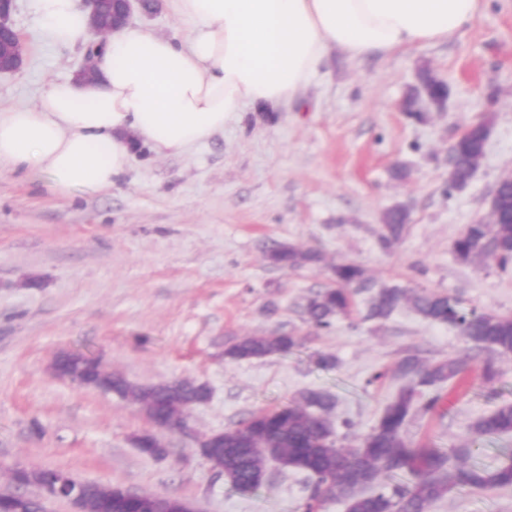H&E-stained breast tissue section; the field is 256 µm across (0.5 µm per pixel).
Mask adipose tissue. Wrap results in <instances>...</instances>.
Masks as SVG:
<instances>
[{"mask_svg": "<svg viewBox=\"0 0 512 512\" xmlns=\"http://www.w3.org/2000/svg\"><path fill=\"white\" fill-rule=\"evenodd\" d=\"M51 40L86 37L78 0H33ZM188 40L130 25L110 38L101 78L50 81L37 104L0 113V162L47 174L54 188L105 190L132 141L181 154L223 132L247 105L294 100L330 50L350 59L442 42L480 0H172Z\"/></svg>", "mask_w": 512, "mask_h": 512, "instance_id": "obj_1", "label": "adipose tissue"}]
</instances>
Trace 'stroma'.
I'll return each mask as SVG.
<instances>
[{"label":"stroma","mask_w":512,"mask_h":512,"mask_svg":"<svg viewBox=\"0 0 512 512\" xmlns=\"http://www.w3.org/2000/svg\"><path fill=\"white\" fill-rule=\"evenodd\" d=\"M12 23L27 53L17 71L0 75V113L35 105L47 81L73 75L85 52L53 44L33 0H16ZM426 70L447 82L448 101L414 118L404 101ZM484 116L492 132L481 163L465 187L449 188L448 147ZM398 167L405 177H395ZM510 174L512 0H481L476 19L445 42L360 61L330 51L281 111L246 106L187 153L139 149L106 190L61 192L46 174L1 162L0 483L16 466L59 468L184 498L200 512H299V475L276 472L255 492L233 491L198 438L317 389L335 396L334 420L353 421L346 442L354 444L399 388L373 375L407 354L497 366L494 385L446 390L437 411L405 428L413 443L459 446L478 416L512 402V355L475 347L406 302L387 319H368L371 289L356 291L351 315L327 330L311 327L302 306L332 287L331 266L355 263L372 286L442 292L512 315V270L452 253ZM396 205L409 222L385 249L379 235ZM274 244L321 261L279 267L265 253ZM271 332L298 344L252 360L224 354L236 339ZM64 351L98 358L138 386H206L208 400L189 412L194 435H165L166 458L143 454L132 437L150 429L145 415L117 394L54 376ZM320 353L335 366L317 365ZM429 512H512V489L452 494Z\"/></svg>","instance_id":"stroma-1"}]
</instances>
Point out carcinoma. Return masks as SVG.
Masks as SVG:
<instances>
[{
	"instance_id": "1",
	"label": "carcinoma",
	"mask_w": 512,
	"mask_h": 512,
	"mask_svg": "<svg viewBox=\"0 0 512 512\" xmlns=\"http://www.w3.org/2000/svg\"><path fill=\"white\" fill-rule=\"evenodd\" d=\"M490 125L484 117L467 127L451 147L448 181L466 185L483 157L481 132ZM408 213L392 207L385 215L379 241L387 249L407 229ZM452 251L462 263L479 257L494 259L506 272L512 269V182L498 184L494 222L468 224L454 240ZM269 259L295 269L320 261L317 254L290 245L268 250ZM336 287L309 298L304 305L307 322L316 329L329 328L333 320L351 314L352 291L364 285L363 270L355 264L331 268ZM411 303L423 318L455 327L468 342L512 354V316L468 307L447 294L414 291L399 286H380L368 310L370 319H386L402 301ZM297 346L295 336L271 332L246 336L232 343L225 355L236 360L288 353ZM468 361L445 357L425 363L405 355L386 376L406 381L398 395L385 406L375 427L354 446H346L335 432L331 413L337 401L323 390H307L273 409L251 413L233 428L216 433L202 447L203 456L235 490H256L265 484L269 465L281 473H300L307 479L308 495L302 512H320L330 501L345 504L346 512H428L430 506L453 493L512 487V452L508 460L487 470L471 463L483 451L484 440L512 434V403H504L480 415L470 426L468 439L457 448H438L431 442L412 444L404 436L408 421L417 414L435 411L447 386L465 382ZM112 390L145 405L150 423L166 421L203 397V385L174 380L154 386H136L112 376ZM140 451L161 459L166 455L155 431L133 435Z\"/></svg>"
}]
</instances>
